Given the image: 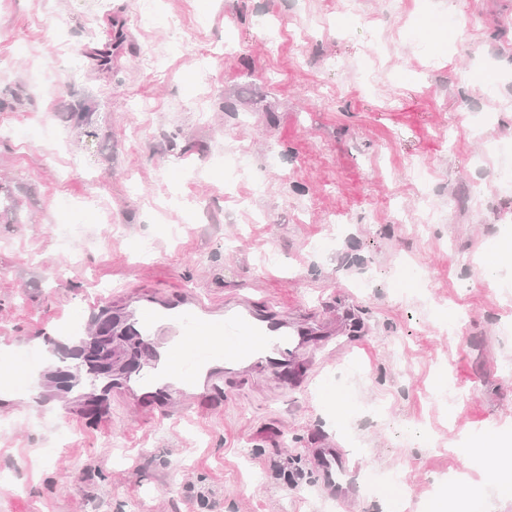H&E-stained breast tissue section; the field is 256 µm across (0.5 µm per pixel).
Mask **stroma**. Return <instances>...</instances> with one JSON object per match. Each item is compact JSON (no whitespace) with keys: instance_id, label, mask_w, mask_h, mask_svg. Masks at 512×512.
Listing matches in <instances>:
<instances>
[{"instance_id":"stroma-1","label":"stroma","mask_w":512,"mask_h":512,"mask_svg":"<svg viewBox=\"0 0 512 512\" xmlns=\"http://www.w3.org/2000/svg\"><path fill=\"white\" fill-rule=\"evenodd\" d=\"M425 7L460 18L452 41L407 39L403 0L356 21L341 0H159L165 28L134 0H0V362L39 356L27 388L0 385V512H390L362 481L325 486L317 448L403 472L407 512L452 476L461 506L512 512L493 479L512 471V191L489 156L512 143V0ZM240 153L250 176L225 177ZM402 256L426 285L395 291ZM184 291L345 318V347L288 388L226 375L189 417L57 393L94 301ZM489 427L503 455L461 453Z\"/></svg>"}]
</instances>
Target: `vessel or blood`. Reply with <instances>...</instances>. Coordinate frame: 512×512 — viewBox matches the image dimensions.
Returning <instances> with one entry per match:
<instances>
[{
	"instance_id": "b4317fda",
	"label": "vessel or blood",
	"mask_w": 512,
	"mask_h": 512,
	"mask_svg": "<svg viewBox=\"0 0 512 512\" xmlns=\"http://www.w3.org/2000/svg\"><path fill=\"white\" fill-rule=\"evenodd\" d=\"M122 331L134 343L135 384L154 389L160 397L172 389L189 399L195 396L204 366L230 370L258 357L275 370L298 354L306 337L335 333L320 320L310 327L298 325L275 307L258 308L244 295L219 306L191 292L174 300L143 299ZM317 455L328 485L348 467L361 465L333 448L320 449Z\"/></svg>"
}]
</instances>
